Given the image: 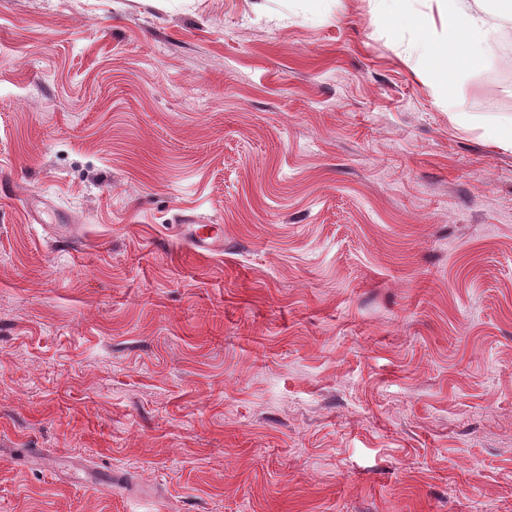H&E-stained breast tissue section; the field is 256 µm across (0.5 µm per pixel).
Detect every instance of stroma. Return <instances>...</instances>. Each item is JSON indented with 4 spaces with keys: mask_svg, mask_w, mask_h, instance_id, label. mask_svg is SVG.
Here are the masks:
<instances>
[{
    "mask_svg": "<svg viewBox=\"0 0 512 512\" xmlns=\"http://www.w3.org/2000/svg\"><path fill=\"white\" fill-rule=\"evenodd\" d=\"M421 35L0 0V512H512V83ZM188 236L194 251L212 253L224 242V227L220 224H189Z\"/></svg>",
    "mask_w": 512,
    "mask_h": 512,
    "instance_id": "1",
    "label": "stroma"
}]
</instances>
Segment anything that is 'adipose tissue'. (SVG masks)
I'll use <instances>...</instances> for the list:
<instances>
[{"label":"adipose tissue","instance_id":"obj_1","mask_svg":"<svg viewBox=\"0 0 512 512\" xmlns=\"http://www.w3.org/2000/svg\"><path fill=\"white\" fill-rule=\"evenodd\" d=\"M442 39L424 34L416 49L432 62L431 72L450 84L460 71L478 66L494 49V23L484 0H436Z\"/></svg>","mask_w":512,"mask_h":512}]
</instances>
